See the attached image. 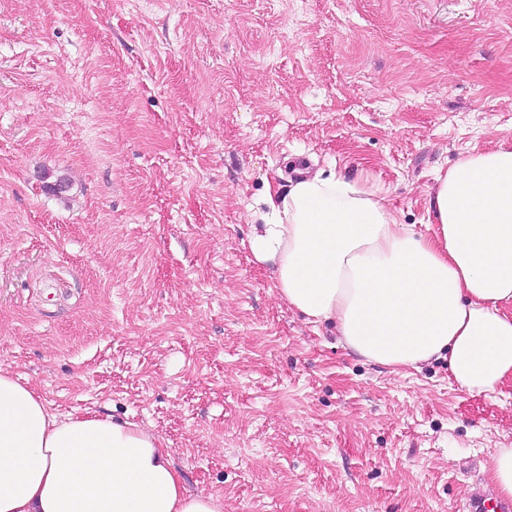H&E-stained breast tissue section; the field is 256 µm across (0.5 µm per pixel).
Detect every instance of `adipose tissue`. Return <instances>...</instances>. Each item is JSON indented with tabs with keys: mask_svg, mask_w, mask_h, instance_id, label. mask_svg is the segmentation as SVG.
<instances>
[{
	"mask_svg": "<svg viewBox=\"0 0 512 512\" xmlns=\"http://www.w3.org/2000/svg\"><path fill=\"white\" fill-rule=\"evenodd\" d=\"M273 224L250 248L282 300L331 321L366 361L417 368L447 358L455 382L488 393L512 378V147L437 175L433 236L336 172L267 192ZM190 493L162 440L131 421L59 418L0 369V512H222Z\"/></svg>",
	"mask_w": 512,
	"mask_h": 512,
	"instance_id": "ef3b65f1",
	"label": "adipose tissue"
}]
</instances>
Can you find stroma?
Returning a JSON list of instances; mask_svg holds the SVG:
<instances>
[{
  "mask_svg": "<svg viewBox=\"0 0 512 512\" xmlns=\"http://www.w3.org/2000/svg\"><path fill=\"white\" fill-rule=\"evenodd\" d=\"M502 144L512 0H0V368L222 512L494 503L512 379L366 362L249 239L303 158L432 235L436 172Z\"/></svg>",
  "mask_w": 512,
  "mask_h": 512,
  "instance_id": "1",
  "label": "stroma"
}]
</instances>
